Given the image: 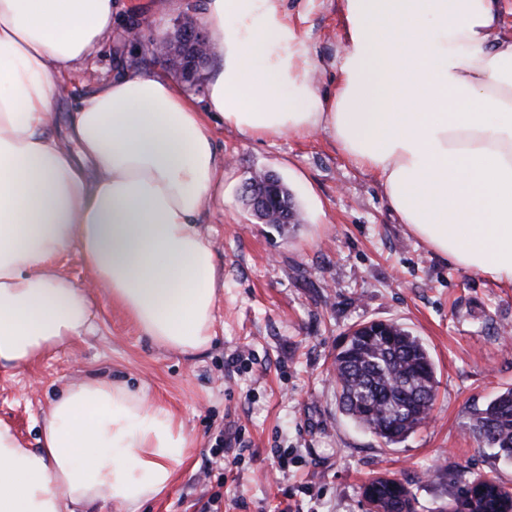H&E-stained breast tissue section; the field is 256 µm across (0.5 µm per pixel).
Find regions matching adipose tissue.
Masks as SVG:
<instances>
[{"instance_id": "obj_1", "label": "adipose tissue", "mask_w": 512, "mask_h": 512, "mask_svg": "<svg viewBox=\"0 0 512 512\" xmlns=\"http://www.w3.org/2000/svg\"><path fill=\"white\" fill-rule=\"evenodd\" d=\"M336 82L316 86L286 0H202L221 63L205 106L130 67L56 106L112 29L116 0H0V371L93 333L70 249L155 345L217 335L220 273L200 231L224 203L212 122L273 139L325 134L373 175L409 232L512 286V34L494 0H337ZM36 447L0 422V512H123L169 488L192 438L127 383L86 377L52 397ZM59 264L74 279L78 286H85L89 276L85 271L82 258L76 249L73 248L66 252L59 260Z\"/></svg>"}]
</instances>
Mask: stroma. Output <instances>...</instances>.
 I'll return each instance as SVG.
<instances>
[{"label":"stroma","mask_w":512,"mask_h":512,"mask_svg":"<svg viewBox=\"0 0 512 512\" xmlns=\"http://www.w3.org/2000/svg\"><path fill=\"white\" fill-rule=\"evenodd\" d=\"M112 31L92 68L67 77L75 98L118 67L164 69L151 42L200 20L199 0L167 11L164 0H120ZM300 29L316 62L341 47L342 24L325 0H312ZM139 27L130 40L127 30ZM228 159L224 207L203 231L224 278L218 335L207 351L183 356L150 342L103 289H89L92 335L32 365L0 371V421L27 443L38 437L47 403L71 382L105 375L170 406L193 438L172 486L142 512H367L361 486L388 475L407 482L415 512H453L477 477L512 488V460L481 447L470 431L475 410L512 388V288L439 258L402 224L372 176L322 134L259 140L213 125ZM288 186L299 222L262 223L244 204L252 172ZM363 321L397 323L420 338L436 367L437 398L426 425L385 444L342 414L332 361L348 330ZM222 457L225 479L211 462Z\"/></svg>","instance_id":"obj_1"}]
</instances>
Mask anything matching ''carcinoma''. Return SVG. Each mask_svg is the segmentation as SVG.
Wrapping results in <instances>:
<instances>
[{"instance_id":"carcinoma-1","label":"carcinoma","mask_w":512,"mask_h":512,"mask_svg":"<svg viewBox=\"0 0 512 512\" xmlns=\"http://www.w3.org/2000/svg\"><path fill=\"white\" fill-rule=\"evenodd\" d=\"M342 413L363 429L396 444L430 417L437 392L436 368L427 348L402 326L354 330L333 359ZM471 432L479 445L512 458V388L473 413ZM374 492L387 508L413 499L409 487L380 482Z\"/></svg>"}]
</instances>
